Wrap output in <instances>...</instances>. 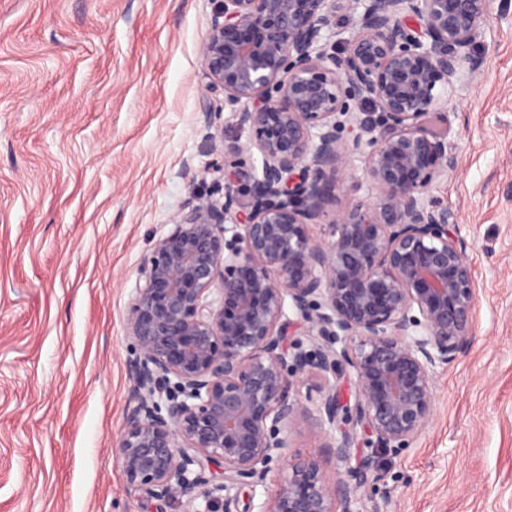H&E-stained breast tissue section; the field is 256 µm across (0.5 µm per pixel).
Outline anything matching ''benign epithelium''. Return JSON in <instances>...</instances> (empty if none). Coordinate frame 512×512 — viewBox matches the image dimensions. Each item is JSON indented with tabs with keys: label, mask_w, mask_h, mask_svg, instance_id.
I'll list each match as a JSON object with an SVG mask.
<instances>
[{
	"label": "benign epithelium",
	"mask_w": 512,
	"mask_h": 512,
	"mask_svg": "<svg viewBox=\"0 0 512 512\" xmlns=\"http://www.w3.org/2000/svg\"><path fill=\"white\" fill-rule=\"evenodd\" d=\"M201 58L251 131L224 149V204L192 197L139 269L128 314L141 351L135 405L119 437L129 492L179 512H231L222 492L265 480L298 413L291 379L317 377L321 447L350 459L362 429L405 448L429 423L431 371L470 342L477 289L448 209L427 201L457 168L431 131L442 93L483 65L492 0H364L342 54L324 31L358 0H217ZM369 101L377 111H350ZM258 151L261 173L247 169ZM362 154L368 198L335 211L334 238L309 225L343 159ZM231 236H226V233ZM315 343L286 342L285 299ZM341 347H336V344ZM356 377L353 405L337 380ZM223 465L212 484L206 469ZM372 459L330 484L316 463L291 465L267 512H352Z\"/></svg>",
	"instance_id": "benign-epithelium-1"
}]
</instances>
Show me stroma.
Masks as SVG:
<instances>
[{
  "mask_svg": "<svg viewBox=\"0 0 512 512\" xmlns=\"http://www.w3.org/2000/svg\"><path fill=\"white\" fill-rule=\"evenodd\" d=\"M216 0H0V512H168L129 495L116 454L134 405L138 268L190 196L224 199V147L249 140L200 49ZM481 74L431 126L458 167L430 201L467 242L473 337L432 373L434 412L405 448L316 438L294 384L290 446L236 512H267L289 464L329 481L374 466L353 512H512V0H494ZM213 111L206 119L205 111Z\"/></svg>",
  "mask_w": 512,
  "mask_h": 512,
  "instance_id": "obj_1",
  "label": "stroma"
}]
</instances>
